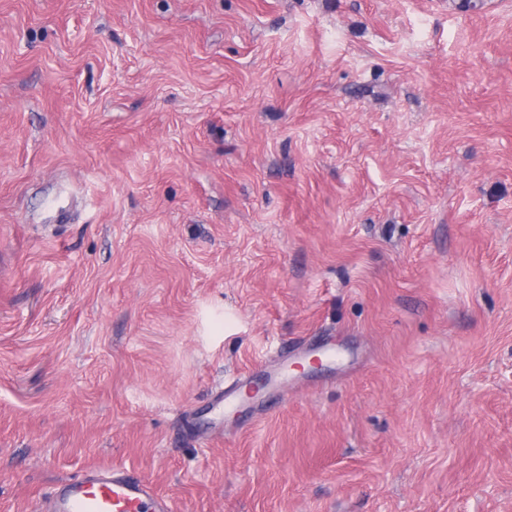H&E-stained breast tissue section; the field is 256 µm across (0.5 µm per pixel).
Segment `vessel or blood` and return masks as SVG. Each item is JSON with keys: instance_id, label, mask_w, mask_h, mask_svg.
Wrapping results in <instances>:
<instances>
[{"instance_id": "obj_1", "label": "vessel or blood", "mask_w": 512, "mask_h": 512, "mask_svg": "<svg viewBox=\"0 0 512 512\" xmlns=\"http://www.w3.org/2000/svg\"><path fill=\"white\" fill-rule=\"evenodd\" d=\"M54 512H172L171 499L146 479L116 466L89 468L83 478L64 482Z\"/></svg>"}]
</instances>
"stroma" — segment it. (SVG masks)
Instances as JSON below:
<instances>
[{
  "instance_id": "stroma-1",
  "label": "stroma",
  "mask_w": 512,
  "mask_h": 512,
  "mask_svg": "<svg viewBox=\"0 0 512 512\" xmlns=\"http://www.w3.org/2000/svg\"><path fill=\"white\" fill-rule=\"evenodd\" d=\"M96 465L512 512V0H0V512Z\"/></svg>"
}]
</instances>
